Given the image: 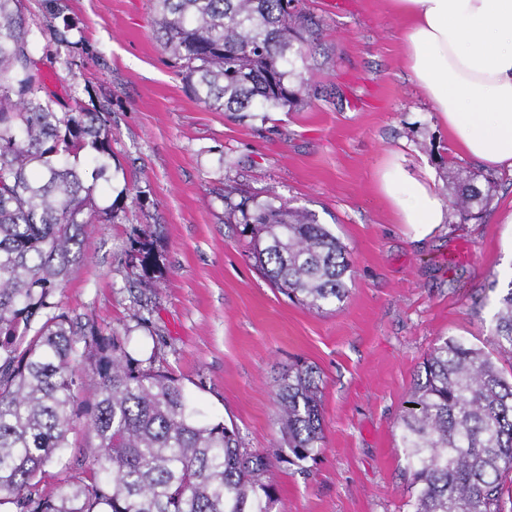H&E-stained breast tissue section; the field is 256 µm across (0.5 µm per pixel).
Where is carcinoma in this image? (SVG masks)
<instances>
[{"label": "carcinoma", "mask_w": 512, "mask_h": 512, "mask_svg": "<svg viewBox=\"0 0 512 512\" xmlns=\"http://www.w3.org/2000/svg\"><path fill=\"white\" fill-rule=\"evenodd\" d=\"M298 0H153L154 26L194 96L238 118L288 112L308 88L305 46L319 23ZM20 0H0V507L11 512H272V460L300 466L324 444L321 379L296 364L278 379L288 453H249L238 432L206 417L175 378L136 358L115 333L82 324L55 302L80 237L93 223L94 186L112 158L109 113L62 108L43 93L41 41L72 48L70 29L35 28ZM450 208L463 222L488 191L462 171ZM254 257L289 299L316 312L344 302L351 258L314 213L259 204L245 224ZM136 252L155 266L148 234ZM486 352L439 340L422 362L398 420L418 492L413 512H502L512 474V280L499 298ZM87 368L76 367L77 361ZM91 390L83 402L77 391ZM95 443L92 477L48 487L37 476L68 466L74 418Z\"/></svg>", "instance_id": "1"}]
</instances>
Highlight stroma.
<instances>
[{"instance_id": "35a3bbf8", "label": "stroma", "mask_w": 512, "mask_h": 512, "mask_svg": "<svg viewBox=\"0 0 512 512\" xmlns=\"http://www.w3.org/2000/svg\"><path fill=\"white\" fill-rule=\"evenodd\" d=\"M320 23L313 78L293 111L241 121L192 95L163 51L151 0H61L75 26L74 63H45L44 85L67 106L108 109L119 177L98 185L82 260L57 296L61 311L154 348L206 414L264 453L282 442L278 377L303 362L323 379L324 445L305 469L273 462V512H412L416 489L397 421L429 351L443 337L482 345L512 281V172L481 170L492 196L481 222L450 217L412 240L375 189L388 151L445 192L474 169L405 67L404 21L387 0H299ZM316 213L352 260L349 296L316 313L275 289L244 231L255 203ZM150 233L156 285H140L134 246ZM148 328H140L138 319ZM69 471L91 474L88 430L69 435Z\"/></svg>"}]
</instances>
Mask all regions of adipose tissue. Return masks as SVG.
<instances>
[{"mask_svg": "<svg viewBox=\"0 0 512 512\" xmlns=\"http://www.w3.org/2000/svg\"><path fill=\"white\" fill-rule=\"evenodd\" d=\"M388 2L405 21V65L457 152L488 169H512V0ZM376 186L415 239L448 218L432 180L413 176L400 153L382 162Z\"/></svg>", "mask_w": 512, "mask_h": 512, "instance_id": "adipose-tissue-1", "label": "adipose tissue"}]
</instances>
